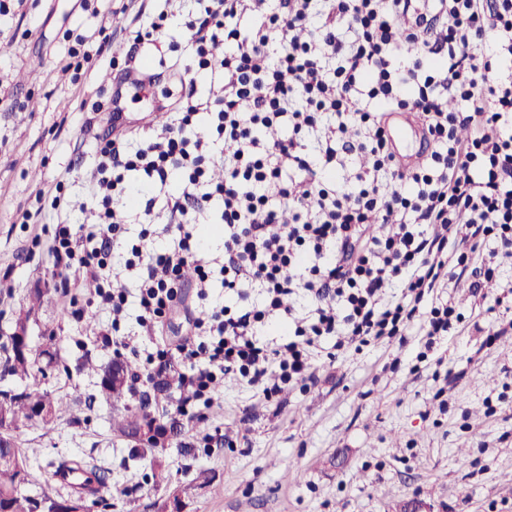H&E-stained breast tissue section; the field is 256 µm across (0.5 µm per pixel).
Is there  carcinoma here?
<instances>
[{
  "label": "carcinoma",
  "instance_id": "1",
  "mask_svg": "<svg viewBox=\"0 0 512 512\" xmlns=\"http://www.w3.org/2000/svg\"><path fill=\"white\" fill-rule=\"evenodd\" d=\"M58 367L56 354L45 347L27 346L24 352L15 351V347L4 345V357L0 360V377L14 376L21 380H29L31 384L22 390L0 389V410L8 412L18 422L15 429L29 424H37L43 429H50L59 420H79L73 406L64 398L55 396L43 388L44 381ZM103 398L114 406H122L123 411L112 418V432L123 439L130 440L135 430L143 421H152L156 416L142 406L126 403L129 387L127 382L116 386L100 384ZM48 404L54 407L55 417L51 421L35 419L38 406ZM57 470L78 472L82 474V482L77 485V499H84L88 494L93 497L91 505L98 504L99 494L98 469L78 460H63ZM29 456L18 448L14 434H0V512H40V504L64 500L48 493L30 495L18 490L20 484L30 482Z\"/></svg>",
  "mask_w": 512,
  "mask_h": 512
}]
</instances>
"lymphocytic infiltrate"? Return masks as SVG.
Wrapping results in <instances>:
<instances>
[{"label":"lymphocytic infiltrate","instance_id":"1","mask_svg":"<svg viewBox=\"0 0 512 512\" xmlns=\"http://www.w3.org/2000/svg\"><path fill=\"white\" fill-rule=\"evenodd\" d=\"M176 5L108 0L135 13L125 60L168 37ZM184 27L192 52L170 74L171 122L115 126L91 145L92 222L43 227L46 210L70 207L65 176L19 217L41 225L26 253L51 269L67 312L78 321L109 313L96 345L119 357L137 350L123 328L136 309L157 346L130 382L162 389L175 380L173 408L197 426L202 448L221 374L271 402L310 390L317 370L346 353L407 346L413 331V370L442 366L437 343L466 321L444 288L473 266L484 274L473 291L496 286L512 260V0H196ZM216 71L223 84L200 93ZM202 112L206 139L190 134ZM396 113L426 143L407 169L389 138ZM283 123L289 136L259 137ZM349 161L360 164L355 181L336 184ZM215 167L224 172L216 183ZM126 197L144 204L134 240L115 206ZM215 199L224 250L213 258L200 226ZM159 220L167 238L158 243ZM119 243L132 292L112 267ZM188 266L197 299L219 279L237 300L187 317L171 349L159 338L184 302ZM86 279L97 288L84 299Z\"/></svg>","mask_w":512,"mask_h":512}]
</instances>
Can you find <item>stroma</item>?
<instances>
[{
	"instance_id": "obj_1",
	"label": "stroma",
	"mask_w": 512,
	"mask_h": 512,
	"mask_svg": "<svg viewBox=\"0 0 512 512\" xmlns=\"http://www.w3.org/2000/svg\"><path fill=\"white\" fill-rule=\"evenodd\" d=\"M127 15L99 17L80 0H24L0 14V268L14 270V288L0 293V344L17 319L26 318L25 297L34 288H54L45 265L26 257L29 230L17 216L29 197L68 173L72 206L47 213L46 223L89 221L80 208L94 164L84 145L109 125L106 112L78 111L109 73L99 62L83 85L63 70L66 31L106 26L114 40L126 38ZM160 78L127 90L124 124L136 128L142 112L169 83V43L150 50ZM466 322L444 343L451 373L447 413L432 415L434 382L428 372L383 371L389 347L368 348L319 371L310 392H284L278 405L264 402L231 376L225 377L208 427L209 449L196 448L185 426L166 451L133 449L111 430L112 405L96 376L81 372L88 358L110 362L96 348L84 323L74 321L53 298L28 320L33 345L54 336L64 374L51 379L57 396L80 395L79 421L52 430L25 427L17 435L33 449L31 492H58L52 462L84 459L105 477L104 505L92 512H170L179 491L185 512H404L422 502L426 512H512V406L486 416L487 400L512 398V335L492 347L491 325L512 320V308H489L469 281L451 290ZM487 441L478 451V441ZM165 469L169 481L157 485ZM123 494H116V487Z\"/></svg>"
}]
</instances>
